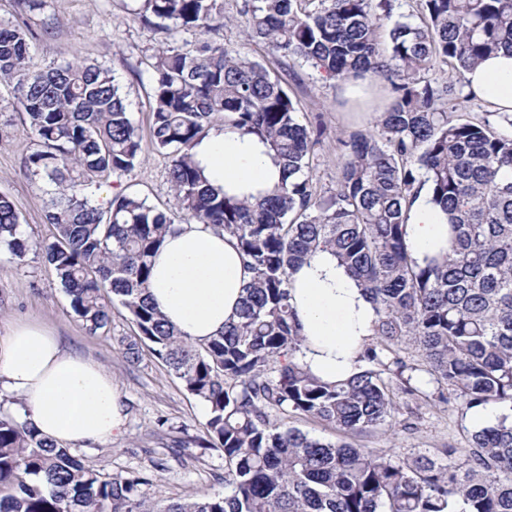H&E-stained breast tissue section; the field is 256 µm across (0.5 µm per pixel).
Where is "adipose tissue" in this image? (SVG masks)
Segmentation results:
<instances>
[{"label":"adipose tissue","instance_id":"obj_1","mask_svg":"<svg viewBox=\"0 0 512 512\" xmlns=\"http://www.w3.org/2000/svg\"><path fill=\"white\" fill-rule=\"evenodd\" d=\"M467 89L500 112H512V55L499 52L466 72ZM204 176L240 199L281 179L269 147L229 127L211 131L193 150ZM406 241L418 258L448 249L446 217L420 190L410 205ZM250 278L237 241L210 225L181 224L152 260L148 292L164 317L191 342L219 334L235 319ZM290 302L305 341L299 357L325 381L344 379L373 333L375 309L331 251L315 252L290 273ZM0 386L18 396L29 422L56 443H106L125 423L123 397L98 363L68 351L52 329L18 321L0 337Z\"/></svg>","mask_w":512,"mask_h":512}]
</instances>
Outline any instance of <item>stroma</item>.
<instances>
[{
	"instance_id": "1",
	"label": "stroma",
	"mask_w": 512,
	"mask_h": 512,
	"mask_svg": "<svg viewBox=\"0 0 512 512\" xmlns=\"http://www.w3.org/2000/svg\"><path fill=\"white\" fill-rule=\"evenodd\" d=\"M137 0H42L26 14L34 33L30 55L36 67L91 61L108 67L119 81L133 121L142 139H149L152 121L151 78L144 59L156 50L184 47L200 40L240 45L242 24L212 31L156 30L142 25L134 12ZM273 75L282 79L297 105L301 121H322L325 132L315 146L312 168L325 189L335 187L342 155L341 138L355 130L373 128L374 120L353 113L340 103L339 90L310 64L266 54L252 47ZM34 136L11 87L0 84V193L16 205L21 231L29 241L48 238L43 206L49 185L23 174L22 162L33 148ZM169 160L148 150L139 165L121 178H110L92 191L93 198L138 193L148 204L165 208L173 203L168 181ZM48 323L63 346L104 367L118 384L125 400L126 424L122 434L105 444L74 447L75 455L103 475H150L148 496L160 504L195 495L224 491V455L199 447L207 408L185 391L181 381L150 351L137 364L124 357L126 343L136 334L127 310L112 305L107 332L88 331L70 306L51 268L37 251L24 258L0 253V336L19 320ZM412 429L391 432L380 428L355 437L354 442L379 454L414 457L449 446L464 447L468 430L477 428L473 412L456 403L416 400Z\"/></svg>"
}]
</instances>
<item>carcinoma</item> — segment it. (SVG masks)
<instances>
[{
  "label": "carcinoma",
  "instance_id": "cac0c4a2",
  "mask_svg": "<svg viewBox=\"0 0 512 512\" xmlns=\"http://www.w3.org/2000/svg\"><path fill=\"white\" fill-rule=\"evenodd\" d=\"M250 0L244 35L273 53L311 64L324 77L369 75L391 96L372 131L339 140L335 189L324 194L310 155L322 124L299 120L282 81L248 53L209 41L149 57L152 150L171 158L174 206L161 210L121 193L99 204L86 189L131 172L142 138L112 71L97 63L37 69L31 30L0 21V81L15 83L35 137L23 170L55 186L45 206L51 240L20 232L14 203L0 194V244L23 258L38 249L74 313L98 333L112 299L136 336L130 363L148 348L208 410L203 448L224 452V495L160 507L146 474L103 477L31 424L0 411V512H512V420L472 430L464 448L414 458L376 454L271 422L277 408L345 436L396 420L399 395L435 396L471 410L512 405V114L453 119L470 94L421 77L433 62L464 74L512 51V0H418L419 21L394 16L395 0ZM146 24L209 29L222 0H141ZM255 134L282 167L277 187L239 200L210 187L192 150L215 117ZM448 215L444 255L418 261L406 242L410 203L422 187ZM237 239L250 280L237 320L204 344L185 340L147 297L151 258L188 221ZM332 251L372 303L374 333L363 365L326 382L300 362L302 325L289 304V272ZM409 339L421 362L399 344ZM428 376L436 393L412 384ZM461 459L456 463L455 459Z\"/></svg>",
  "mask_w": 512,
  "mask_h": 512
}]
</instances>
